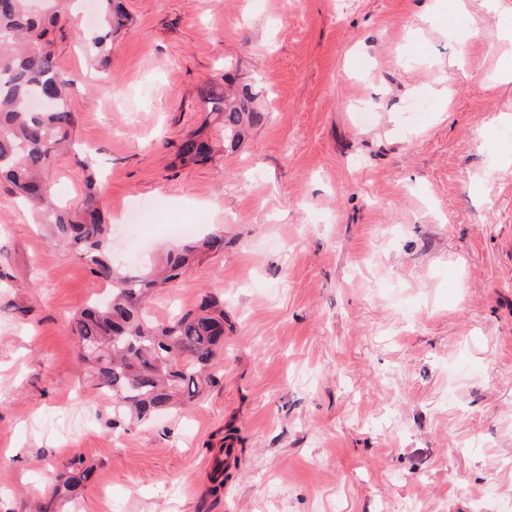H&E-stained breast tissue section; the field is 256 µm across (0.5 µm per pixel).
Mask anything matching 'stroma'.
Wrapping results in <instances>:
<instances>
[{
    "label": "stroma",
    "instance_id": "obj_1",
    "mask_svg": "<svg viewBox=\"0 0 512 512\" xmlns=\"http://www.w3.org/2000/svg\"><path fill=\"white\" fill-rule=\"evenodd\" d=\"M464 3L125 0L100 67L97 0H72L56 59L110 252L138 270L176 220L223 234L149 311L223 300L224 367L113 428L69 326L111 286L0 183V512L76 460L95 476L58 512H512V0ZM228 60L266 114L232 150L199 96ZM200 128L211 161L180 164ZM85 178L71 154L50 171L70 204Z\"/></svg>",
    "mask_w": 512,
    "mask_h": 512
}]
</instances>
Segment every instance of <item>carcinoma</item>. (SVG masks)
I'll list each match as a JSON object with an SVG mask.
<instances>
[{
  "label": "carcinoma",
  "mask_w": 512,
  "mask_h": 512,
  "mask_svg": "<svg viewBox=\"0 0 512 512\" xmlns=\"http://www.w3.org/2000/svg\"><path fill=\"white\" fill-rule=\"evenodd\" d=\"M98 4L103 32L90 39L86 51L103 66L109 62L112 35L128 16L123 0ZM61 21L56 12H33L30 0H0V181L48 227L54 246L77 252L94 276L112 285L105 300L72 317L71 328L96 388L112 395V427L117 428L176 410L216 382L217 358L224 351V304L207 295L196 308L159 323L148 314L145 298L179 278L191 260L221 250L224 239L191 241L153 267L125 270L109 253L111 225L97 169L87 154L82 160L85 193L68 208L56 202L46 181L49 169L60 152H83L74 137L77 117L70 103L77 80L60 72L49 37L55 30L64 32ZM232 69V62H224V85L208 83L201 89L231 145L265 117L251 88L234 87ZM212 152L208 136L195 131L183 140L177 157L182 164H203ZM93 477L91 466L62 476L42 512H54L56 501L74 498Z\"/></svg>",
  "instance_id": "cac0c4a2"
}]
</instances>
